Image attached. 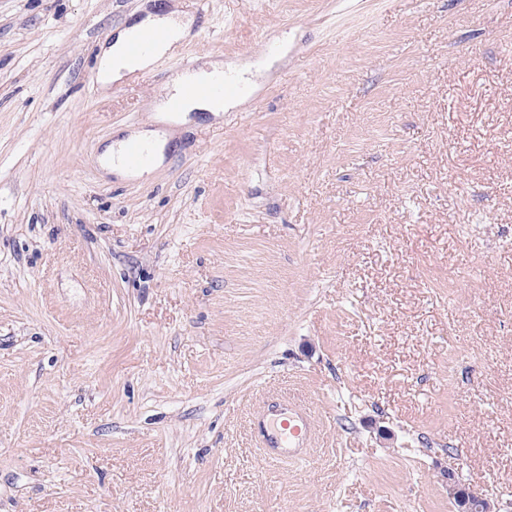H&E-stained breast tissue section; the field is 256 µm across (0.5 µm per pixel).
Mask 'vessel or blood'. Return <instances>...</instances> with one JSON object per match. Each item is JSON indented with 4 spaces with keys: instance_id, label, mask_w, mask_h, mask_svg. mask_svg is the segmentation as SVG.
Wrapping results in <instances>:
<instances>
[{
    "instance_id": "1",
    "label": "vessel or blood",
    "mask_w": 512,
    "mask_h": 512,
    "mask_svg": "<svg viewBox=\"0 0 512 512\" xmlns=\"http://www.w3.org/2000/svg\"><path fill=\"white\" fill-rule=\"evenodd\" d=\"M166 36L165 31L155 27H146L134 34L126 45L128 56L137 57L148 53ZM182 67L194 73L195 78L180 92L163 90L162 102L167 111L180 112L187 98L208 97L224 99L237 93L236 84L222 76H208L203 64L194 63L186 58ZM150 150L139 141L126 143L122 150L123 162L133 170L145 166L149 161ZM253 432L261 444L266 463L274 464L285 460L303 459L310 447L315 431V419L311 411L293 399H285L268 404L257 412L252 422Z\"/></svg>"
}]
</instances>
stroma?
Returning a JSON list of instances; mask_svg holds the SVG:
<instances>
[{
    "label": "stroma",
    "mask_w": 512,
    "mask_h": 512,
    "mask_svg": "<svg viewBox=\"0 0 512 512\" xmlns=\"http://www.w3.org/2000/svg\"><path fill=\"white\" fill-rule=\"evenodd\" d=\"M186 52L246 102L108 173ZM447 469L512 512V0H0V512H457ZM158 9L156 8V13H148L141 22L119 31L113 43L111 42L107 48L103 49L99 68L100 79L104 85L147 69L156 59L168 52L174 43L187 35L188 23L176 16L178 12L157 13ZM155 27H161L167 31L168 36L165 40H163L166 37L165 31ZM136 31L138 32L131 37ZM154 46L150 54L140 56L150 52ZM126 54L135 58H130ZM253 432L264 449V460L275 464L303 460L315 431L311 411L294 399L268 404L252 421Z\"/></svg>",
    "instance_id": "stroma-1"
}]
</instances>
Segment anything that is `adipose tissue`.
Here are the masks:
<instances>
[{
  "mask_svg": "<svg viewBox=\"0 0 512 512\" xmlns=\"http://www.w3.org/2000/svg\"><path fill=\"white\" fill-rule=\"evenodd\" d=\"M146 27H161L167 32L165 40L158 43L151 54L131 58L125 52V45L131 37L132 28H125L119 31L107 48H104L99 61L100 79L103 84H111L112 81L120 80L150 67L156 59L168 52L171 46L182 40L188 33V24L178 18L175 12H160L148 14L142 21ZM224 104L206 98L193 97L187 100L183 114L170 116L165 112H158L155 115V122L164 124V131L148 130L136 133V140L148 143L153 146L155 154H162L169 141V130L172 127L185 124L189 120L190 113L210 112L217 114L223 112Z\"/></svg>",
  "mask_w": 512,
  "mask_h": 512,
  "instance_id": "1",
  "label": "adipose tissue"
}]
</instances>
